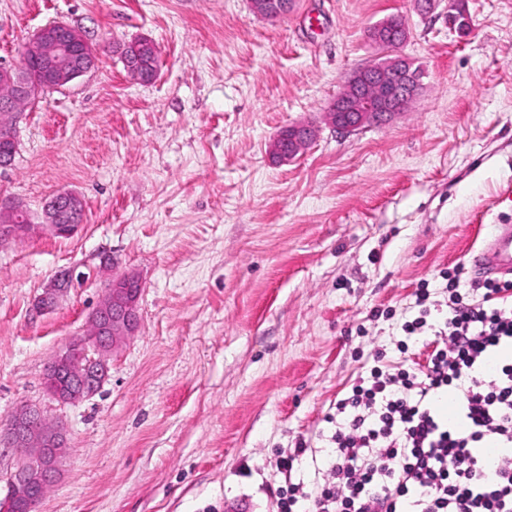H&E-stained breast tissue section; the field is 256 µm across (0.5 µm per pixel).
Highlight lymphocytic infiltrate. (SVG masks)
Here are the masks:
<instances>
[{
    "instance_id": "lymphocytic-infiltrate-1",
    "label": "lymphocytic infiltrate",
    "mask_w": 512,
    "mask_h": 512,
    "mask_svg": "<svg viewBox=\"0 0 512 512\" xmlns=\"http://www.w3.org/2000/svg\"><path fill=\"white\" fill-rule=\"evenodd\" d=\"M448 311L423 368L371 378L338 401L336 459L314 493L280 495L279 512H512V281ZM458 392L455 418L434 401Z\"/></svg>"
}]
</instances>
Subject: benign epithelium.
Instances as JSON below:
<instances>
[{"instance_id": "7a95c632", "label": "benign epithelium", "mask_w": 512, "mask_h": 512, "mask_svg": "<svg viewBox=\"0 0 512 512\" xmlns=\"http://www.w3.org/2000/svg\"><path fill=\"white\" fill-rule=\"evenodd\" d=\"M288 8V0H264L261 17L274 20ZM157 51L149 38H138L119 45L126 70L142 83H152L158 71L126 49ZM98 52L83 33L67 24L49 23L32 35L25 46L21 63L0 65V133L12 147L0 151V169L12 165L18 137L16 117L29 105L50 92L59 90L84 77L96 68ZM421 82L413 71V63L400 52L380 64L354 70L344 88L325 112L326 122L340 133L350 134L380 125L405 111L418 96ZM291 140L299 150L285 152L274 138L270 153L280 163L292 162L318 137L319 125L312 121L288 126ZM7 223L0 235L9 238L33 234L71 238L86 223V209L80 195L61 191L43 206L34 218L20 203H10L0 210ZM65 286L52 280L35 299L39 311L54 309L65 289L72 285L71 270L65 271ZM141 285L130 273L112 276L109 288L97 308V316L89 322L85 334L76 336L57 351L50 364L67 381L46 387V392L61 403H77L92 396L96 387L109 377L112 354L140 327L139 299ZM0 447L11 448L17 462L7 479L8 491L0 509L11 512L29 501L37 488L49 489L61 478L63 465L71 452V443L63 425L46 419L44 412L22 403L0 425Z\"/></svg>"}]
</instances>
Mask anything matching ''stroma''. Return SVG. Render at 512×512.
<instances>
[{
    "instance_id": "stroma-1",
    "label": "stroma",
    "mask_w": 512,
    "mask_h": 512,
    "mask_svg": "<svg viewBox=\"0 0 512 512\" xmlns=\"http://www.w3.org/2000/svg\"><path fill=\"white\" fill-rule=\"evenodd\" d=\"M465 4L462 38L448 0L427 14L415 0H294L273 21L250 0H0V63L52 21L99 51L94 72L26 109L0 170V201L37 214L72 190L87 214L68 239L0 241V420L39 405L72 444L37 512H276L285 483L324 484L336 403L359 376L426 364L439 316L406 333L417 293L446 305L447 273L512 224V0ZM393 15L425 71L417 98L379 127L323 126L274 163L273 138L321 122ZM137 37L159 48L154 82L117 51ZM105 253L142 282L141 327L97 394L61 404L44 370L88 326ZM62 269L79 283L37 312Z\"/></svg>"
}]
</instances>
